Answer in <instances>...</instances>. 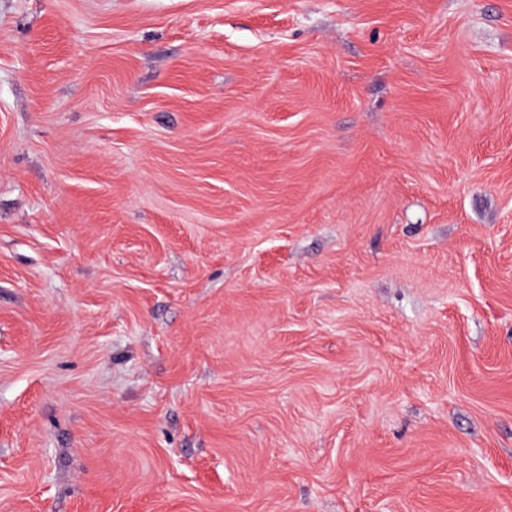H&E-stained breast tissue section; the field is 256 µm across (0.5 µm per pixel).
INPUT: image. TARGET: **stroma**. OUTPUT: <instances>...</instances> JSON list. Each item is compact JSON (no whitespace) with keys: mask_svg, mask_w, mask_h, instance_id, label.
Returning a JSON list of instances; mask_svg holds the SVG:
<instances>
[{"mask_svg":"<svg viewBox=\"0 0 512 512\" xmlns=\"http://www.w3.org/2000/svg\"><path fill=\"white\" fill-rule=\"evenodd\" d=\"M0 512H512V0H0Z\"/></svg>","mask_w":512,"mask_h":512,"instance_id":"1","label":"stroma"}]
</instances>
